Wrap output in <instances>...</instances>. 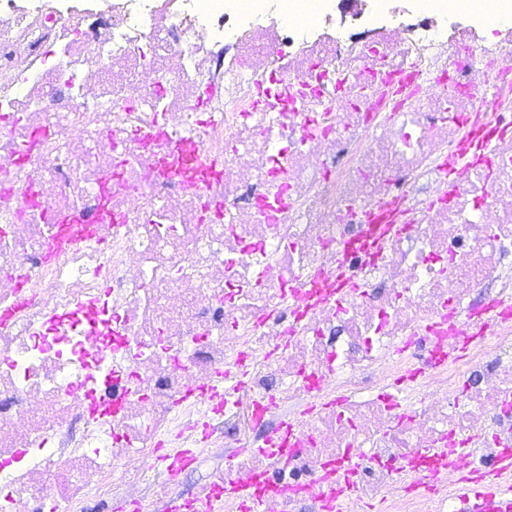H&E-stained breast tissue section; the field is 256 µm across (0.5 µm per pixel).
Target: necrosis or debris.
<instances>
[{
    "label": "necrosis or debris",
    "instance_id": "1",
    "mask_svg": "<svg viewBox=\"0 0 512 512\" xmlns=\"http://www.w3.org/2000/svg\"><path fill=\"white\" fill-rule=\"evenodd\" d=\"M424 2L0 0V512L223 446L266 512L333 463L466 512L443 455L512 448V0Z\"/></svg>",
    "mask_w": 512,
    "mask_h": 512
}]
</instances>
